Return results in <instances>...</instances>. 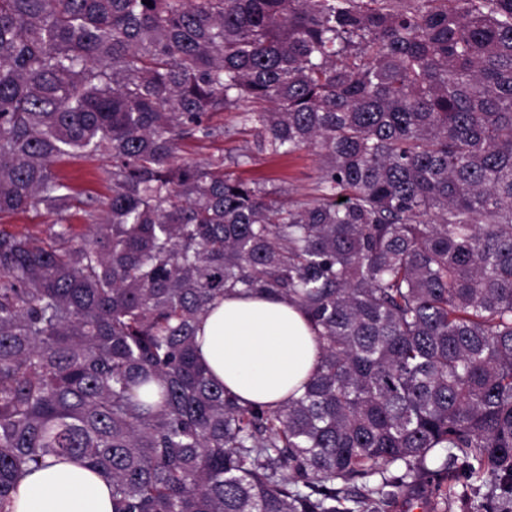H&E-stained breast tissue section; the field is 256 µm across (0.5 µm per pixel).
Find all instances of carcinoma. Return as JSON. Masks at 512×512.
Here are the masks:
<instances>
[{"instance_id":"1","label":"carcinoma","mask_w":512,"mask_h":512,"mask_svg":"<svg viewBox=\"0 0 512 512\" xmlns=\"http://www.w3.org/2000/svg\"><path fill=\"white\" fill-rule=\"evenodd\" d=\"M216 112L251 147L177 156ZM305 149L302 200L230 171ZM74 156L111 162L82 236ZM39 207L0 231V512L49 457L112 512H391L441 448L512 512V0H0V215ZM234 290L307 314L300 397L201 363ZM55 217L43 209L28 210L5 216L0 220V229L11 233L33 234L45 237Z\"/></svg>"}]
</instances>
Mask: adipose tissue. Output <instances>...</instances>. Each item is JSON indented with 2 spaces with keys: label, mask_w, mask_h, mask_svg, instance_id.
Wrapping results in <instances>:
<instances>
[{
  "label": "adipose tissue",
  "mask_w": 512,
  "mask_h": 512,
  "mask_svg": "<svg viewBox=\"0 0 512 512\" xmlns=\"http://www.w3.org/2000/svg\"><path fill=\"white\" fill-rule=\"evenodd\" d=\"M197 341L213 378L242 401L266 405L301 391L319 355L304 311L265 293L226 294L205 316ZM13 499L14 512H112V482L52 458L19 480Z\"/></svg>",
  "instance_id": "adipose-tissue-1"
}]
</instances>
